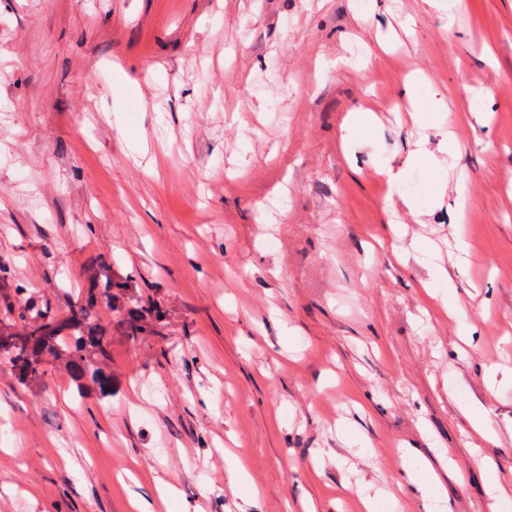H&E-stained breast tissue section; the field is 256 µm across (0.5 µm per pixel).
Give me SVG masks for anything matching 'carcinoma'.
<instances>
[{
	"label": "carcinoma",
	"mask_w": 512,
	"mask_h": 512,
	"mask_svg": "<svg viewBox=\"0 0 512 512\" xmlns=\"http://www.w3.org/2000/svg\"><path fill=\"white\" fill-rule=\"evenodd\" d=\"M103 304L114 311L125 309L116 321L121 334L135 338L159 333L162 312L154 303L138 300L133 275L101 263L88 271L78 297L62 315L50 299L34 300L25 288L15 286L14 300L0 306V363L20 385L41 377L44 364L56 363L78 386L88 379L101 397L112 396V375L106 372L110 332L97 322Z\"/></svg>",
	"instance_id": "1"
}]
</instances>
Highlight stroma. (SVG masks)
Here are the masks:
<instances>
[{"label":"stroma","mask_w":512,"mask_h":512,"mask_svg":"<svg viewBox=\"0 0 512 512\" xmlns=\"http://www.w3.org/2000/svg\"><path fill=\"white\" fill-rule=\"evenodd\" d=\"M102 260L165 323L105 399L0 364V512H512V0H0V278Z\"/></svg>","instance_id":"stroma-1"}]
</instances>
